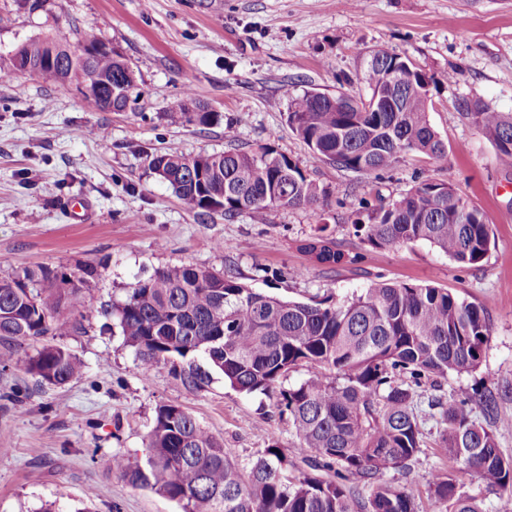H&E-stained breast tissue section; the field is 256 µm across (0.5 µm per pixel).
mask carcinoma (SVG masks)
<instances>
[{
    "instance_id": "cac0c4a2",
    "label": "carcinoma",
    "mask_w": 512,
    "mask_h": 512,
    "mask_svg": "<svg viewBox=\"0 0 512 512\" xmlns=\"http://www.w3.org/2000/svg\"><path fill=\"white\" fill-rule=\"evenodd\" d=\"M19 48L36 62L34 75L44 82L78 85L96 78L108 84L122 109H135L138 86L129 89L117 79L127 60L105 45L91 42L74 62L69 45L53 39L27 40ZM395 57L385 49L373 52L367 67L346 83L389 92ZM396 78L403 88L397 112H371L360 97L353 111L344 112L341 94L319 100L305 91L287 94L288 121L315 159L347 171L378 174L413 154L448 166L447 147L429 121L425 75L400 68ZM459 109L495 147L499 164L511 168L512 113L468 98ZM166 116L200 126L220 120L189 91L168 102ZM150 168L189 211L221 210L228 217L245 212L262 220L273 208H311L327 196L296 162L266 147L194 156L166 151L152 156ZM354 230L374 248L428 243L467 268L479 266L493 244L483 212L449 181L420 182ZM306 250L330 269L346 261L323 236ZM96 277L90 263L69 272L43 266L1 275L0 368L21 369L51 386L80 377L84 364L61 346L17 357L11 343L68 332L61 310L91 313L87 291ZM112 316L141 366H170L186 389L202 390L218 373L239 392H277L275 408L288 416L303 451L305 470L268 447L245 476L230 449L189 412L159 406L147 436L146 465L116 455L112 467L128 485L150 487L183 512H419L406 488L379 477L421 452L415 398L423 380L476 371L492 335L486 309L445 288L380 280L342 303L290 301L191 264L160 268L137 281L124 301L112 305ZM300 364L309 366L308 377L281 387ZM472 401L468 391L457 389L429 403L439 409L440 448L454 465L427 480L435 512H482L461 491L459 474L499 491L502 508L512 505V457L498 447L503 423L496 396L491 390L483 395V423L475 419Z\"/></svg>"
}]
</instances>
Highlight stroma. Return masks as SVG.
<instances>
[{"mask_svg": "<svg viewBox=\"0 0 512 512\" xmlns=\"http://www.w3.org/2000/svg\"><path fill=\"white\" fill-rule=\"evenodd\" d=\"M97 41L133 66L135 110L89 111L75 84L21 75L0 83V275L20 267L96 265L92 315L63 310L76 329L49 337L85 365L63 386L0 370V512H181L150 488H133L112 457L145 465L146 436L160 405L174 404L248 468L270 445L287 457L296 439L274 409L275 394H247L214 376L202 390L176 384L167 366L142 370L112 322L131 284L164 267L224 271L257 291L297 301H342L375 277L430 284L486 307L492 336L479 370L449 375L417 398L424 450L410 470L383 482L408 486L420 512H433L424 476L452 464L438 446L432 397L493 391L512 419V168L458 108L477 97L512 112V0H0V67L33 38ZM410 56L430 79L429 120L448 148L438 168L410 155L381 176L318 161L292 132L284 88L329 95L363 71L373 50ZM454 80H446L448 72ZM191 91L221 115L203 127L164 115ZM268 147L294 160L328 192L318 210L277 208L263 222L247 214L190 212L148 167V154L188 155ZM451 181L491 224L495 245L481 266L460 268L425 243L375 249L353 223L423 180ZM90 202L78 214L75 206ZM357 260L319 265L305 246L317 234ZM16 390V404L5 400Z\"/></svg>", "mask_w": 512, "mask_h": 512, "instance_id": "35a3bbf8", "label": "stroma"}]
</instances>
